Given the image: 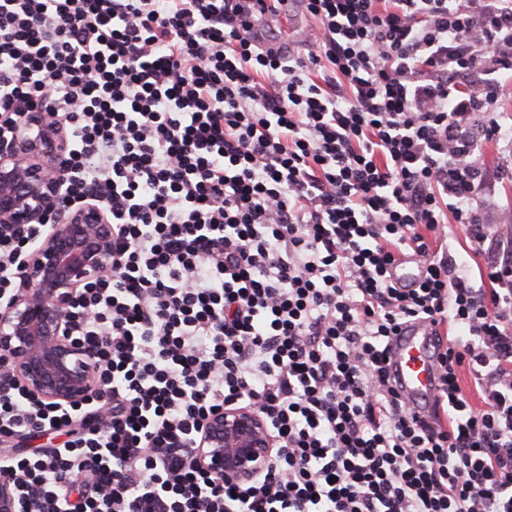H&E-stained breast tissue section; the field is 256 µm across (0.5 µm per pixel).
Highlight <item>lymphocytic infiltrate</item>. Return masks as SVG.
Masks as SVG:
<instances>
[{"label": "lymphocytic infiltrate", "mask_w": 512, "mask_h": 512, "mask_svg": "<svg viewBox=\"0 0 512 512\" xmlns=\"http://www.w3.org/2000/svg\"><path fill=\"white\" fill-rule=\"evenodd\" d=\"M302 2L320 36L295 56L260 40L265 0H0V141L64 119L62 194L102 198L113 244L66 314L87 399L0 380L12 512H512V234L477 156L505 134L512 0ZM40 232L0 227L1 301ZM409 320L450 331L442 413L395 388ZM227 407L279 440L249 485L192 464ZM55 425L63 447L3 449Z\"/></svg>", "instance_id": "1"}]
</instances>
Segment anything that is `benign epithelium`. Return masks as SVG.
<instances>
[{
  "mask_svg": "<svg viewBox=\"0 0 512 512\" xmlns=\"http://www.w3.org/2000/svg\"><path fill=\"white\" fill-rule=\"evenodd\" d=\"M69 139L50 112L24 114L0 143V225L43 224L23 261L16 293L0 304V353L7 372L33 398L82 403L94 386L93 353L65 321L75 295L112 272V223L104 201L61 204ZM254 408H226L206 421L194 465L231 484L260 478L277 452Z\"/></svg>",
  "mask_w": 512,
  "mask_h": 512,
  "instance_id": "obj_1",
  "label": "benign epithelium"
}]
</instances>
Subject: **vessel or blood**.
Returning <instances> with one entry per match:
<instances>
[{"label": "vessel or blood", "instance_id": "vessel-or-blood-1", "mask_svg": "<svg viewBox=\"0 0 512 512\" xmlns=\"http://www.w3.org/2000/svg\"><path fill=\"white\" fill-rule=\"evenodd\" d=\"M433 331L427 322L406 324L394 340V362L401 389L415 407L429 410L434 409L437 399Z\"/></svg>", "mask_w": 512, "mask_h": 512}]
</instances>
